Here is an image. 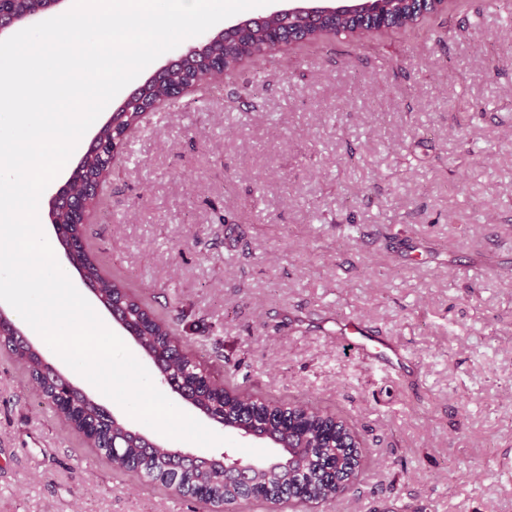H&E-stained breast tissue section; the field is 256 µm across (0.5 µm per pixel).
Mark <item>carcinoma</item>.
<instances>
[{
	"label": "carcinoma",
	"instance_id": "cac0c4a2",
	"mask_svg": "<svg viewBox=\"0 0 512 512\" xmlns=\"http://www.w3.org/2000/svg\"><path fill=\"white\" fill-rule=\"evenodd\" d=\"M350 20L346 17H326L319 20L315 29L302 40L312 41L321 34L339 35L350 32ZM264 43V37L257 29H243L239 40L225 46L219 42L210 48V54L224 57L230 69L243 57ZM207 57L192 56L182 69L181 80H201L209 68ZM168 97V89L155 86L132 112H119L115 116L114 132L105 133L107 143L101 152L83 155L79 161L87 179L95 183L101 173L112 166L116 154L112 153V136L121 137L137 127L154 103ZM77 241L74 257L84 278L98 285V301L104 305L115 304L123 309L128 318L140 326L137 344L149 354H160L172 377L182 386L194 391L190 395L193 405L219 423H250L266 429L279 449L276 460H283L288 453L296 454L303 463L301 475L280 472L276 469L253 472L247 481L226 482L219 465L209 469H185L180 459L162 452L149 455L129 439V428L105 416L97 404L80 394H67L60 376L47 364L42 349L36 345L21 346L12 336L0 335V347L7 348L15 360L27 369L35 384L36 391L54 409H64L76 423L74 430L81 432L87 425H96L98 448L111 462L114 469L135 473L145 486L158 485L165 489L177 487L181 496L192 498L214 508L239 501L261 499L270 505L280 502L292 489H299L314 499L328 501L344 494L349 487H338L328 477V471L344 480L351 476L348 470L351 444L358 439L357 433L343 418L324 412L310 403L293 405L281 404L262 397L257 393L239 392L204 386L203 372L206 366L195 355L179 352L172 344L173 332L169 323L154 312L141 298L131 292L130 286L120 277H105L96 263L88 258L84 248V227L71 225V237L59 242L61 248H72L70 238Z\"/></svg>",
	"mask_w": 512,
	"mask_h": 512
}]
</instances>
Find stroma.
<instances>
[{
  "instance_id": "stroma-1",
  "label": "stroma",
  "mask_w": 512,
  "mask_h": 512,
  "mask_svg": "<svg viewBox=\"0 0 512 512\" xmlns=\"http://www.w3.org/2000/svg\"><path fill=\"white\" fill-rule=\"evenodd\" d=\"M89 256L225 386L344 417L354 490L317 510L512 512V12L295 43L152 112L102 187ZM399 357L369 366L340 326ZM120 421L163 439L53 351ZM0 512H210L111 464L0 349Z\"/></svg>"
}]
</instances>
